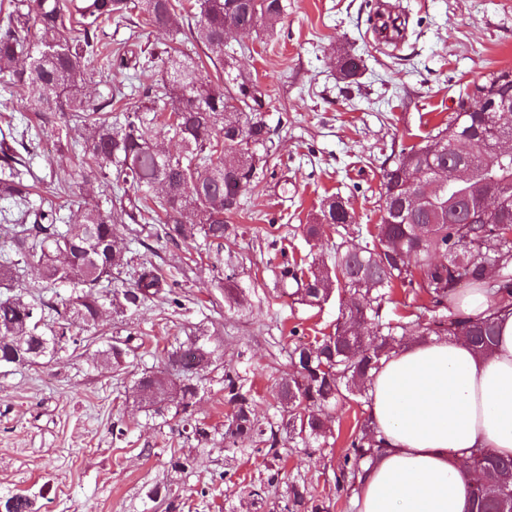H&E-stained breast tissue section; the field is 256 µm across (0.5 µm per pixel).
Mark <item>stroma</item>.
<instances>
[{
  "label": "stroma",
  "mask_w": 512,
  "mask_h": 512,
  "mask_svg": "<svg viewBox=\"0 0 512 512\" xmlns=\"http://www.w3.org/2000/svg\"><path fill=\"white\" fill-rule=\"evenodd\" d=\"M250 47L236 70L251 77L274 128V148L260 183L241 194L231 222L236 236L216 246L204 240L172 244L153 223L126 224L120 237L135 261L152 262L180 294L174 307L147 302L136 314L107 313L96 332L39 363L0 368V495L26 491L38 512H167L153 488L174 485L176 512H271L254 504L244 485L265 471L262 456L226 467L222 440L192 451L193 470L176 476L172 455L191 451L177 419L141 406L135 382L154 370L164 347L208 337L219 356L202 374L195 419L223 430L224 370L235 368L256 400L261 421L275 420L276 384L292 371L294 335L331 333L338 296L309 305L284 294L282 256L327 253L331 227L309 238L325 196L345 201L350 221L378 220L381 167L401 149L419 144L445 120L465 86L512 69V0H288L274 39L243 38ZM364 67L342 79V58ZM25 89L0 81V134L21 135L37 124L26 111ZM63 126L37 135L28 157L39 187L59 188L64 213L107 207L86 190ZM235 255V269L224 259ZM236 288L240 303L227 299ZM137 330L143 345L128 367L97 363L115 336ZM366 404L336 411L322 446L280 441L288 480L306 484L327 512H355L336 490V467Z\"/></svg>",
  "instance_id": "1"
}]
</instances>
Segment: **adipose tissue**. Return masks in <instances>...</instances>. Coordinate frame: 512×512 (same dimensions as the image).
I'll use <instances>...</instances> for the list:
<instances>
[{"label": "adipose tissue", "mask_w": 512, "mask_h": 512, "mask_svg": "<svg viewBox=\"0 0 512 512\" xmlns=\"http://www.w3.org/2000/svg\"><path fill=\"white\" fill-rule=\"evenodd\" d=\"M498 331L485 355L435 336L383 360L369 415L385 451L358 479L357 512H468L471 449L512 456V314Z\"/></svg>", "instance_id": "ef3b65f1"}]
</instances>
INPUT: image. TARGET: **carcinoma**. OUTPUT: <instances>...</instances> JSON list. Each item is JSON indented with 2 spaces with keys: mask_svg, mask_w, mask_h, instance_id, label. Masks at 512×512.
<instances>
[{
  "mask_svg": "<svg viewBox=\"0 0 512 512\" xmlns=\"http://www.w3.org/2000/svg\"><path fill=\"white\" fill-rule=\"evenodd\" d=\"M286 0H194L185 11L181 0H8L0 14V77L28 89L30 110L38 113V129L61 121L82 132L75 148L85 183L106 192L112 181L133 190L110 206L87 208L80 221L68 224L50 197L30 206L34 185L18 150L19 141H0V198L24 207L13 225V253L0 260V285L15 286L20 271L33 268L49 286L64 285L70 294L35 305L19 291L0 298V367L28 365L81 341L80 333L96 328L103 312L97 288L122 284L109 295V306L133 314L151 298L180 305L176 288L150 263L134 264L117 243L119 225L156 216V236L168 241L201 237L221 244L230 218L240 207L239 186L258 183L273 144V129L264 114L262 95L248 78L230 86L199 75L204 59L232 70L248 50L224 41V24L272 38L284 16ZM137 18L146 27L168 34L164 42L132 43L112 54L102 48L104 26ZM188 40L204 57L182 49ZM158 68L164 78L133 86L134 105L123 119L112 116L126 98L120 89L89 96L84 88L97 80L112 83V72ZM512 70L491 72L458 96L457 109L419 144L403 148L383 169L378 223L336 222L339 199L327 198L319 223L306 225L315 235L319 225L334 224L338 242L329 253L310 262L283 260L279 283L291 296L311 305L337 292L346 297L345 312L334 332L314 342L298 340L290 351L293 373L278 386L280 422L264 424L254 413V399L238 373L224 371V403L231 415L223 434L224 451L271 456L266 477L248 485V495L261 503L284 480L278 460V431L308 445L327 437L329 410L353 397H367L372 372L382 360L414 340L429 336L469 337L478 354L490 351L498 336L494 317L466 316L456 304L468 286L489 289L497 311L512 310V154L493 151L501 115L468 112L479 92H509ZM168 134L180 140L183 153L174 160L160 156L157 140ZM466 137L463 158L475 183H492L500 193L489 211L473 185L448 180L436 185L433 169L448 165L450 141ZM400 286L425 303L397 322H382L379 311L387 290ZM57 315V328L41 330L45 311ZM65 336L54 341L56 333ZM130 331L112 338L97 359L120 369L140 348ZM216 349L194 337L161 353L162 369L142 373L136 390L139 403L159 414L168 397H179L187 437L210 439L205 424L192 421L198 380L211 365ZM264 443L267 448H257ZM382 441L370 417L350 436L339 461L338 489L355 491L358 476L381 452ZM473 474L469 512H494L495 492L483 484L491 478L501 492L512 493V457L471 449ZM8 512H37L32 497L17 492L5 497ZM277 512H325L306 486L288 485L275 505Z\"/></svg>",
  "mask_w": 512,
  "mask_h": 512,
  "instance_id": "carcinoma-1",
  "label": "carcinoma"
}]
</instances>
